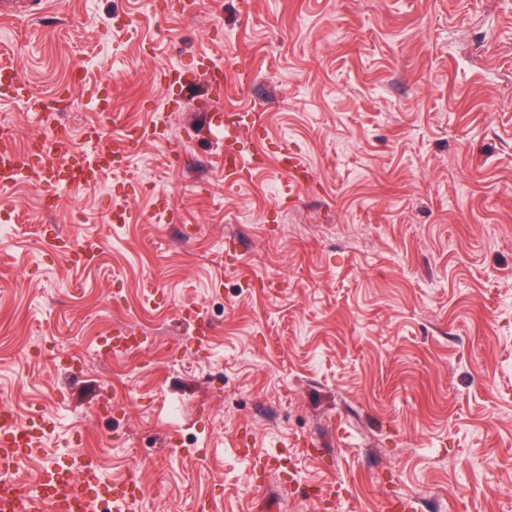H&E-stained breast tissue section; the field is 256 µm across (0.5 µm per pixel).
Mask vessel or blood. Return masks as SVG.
Returning a JSON list of instances; mask_svg holds the SVG:
<instances>
[{"label": "vessel or blood", "instance_id": "vessel-or-blood-1", "mask_svg": "<svg viewBox=\"0 0 512 512\" xmlns=\"http://www.w3.org/2000/svg\"><path fill=\"white\" fill-rule=\"evenodd\" d=\"M71 158L61 157L55 140H40L16 152L0 149V189L5 190L24 175L36 174L52 192L66 183L59 173L69 167ZM42 451L33 425H23L9 406L0 407V512H91L89 488L97 485L96 465L92 457L74 458L71 464L43 470L29 488H22L17 476L24 463Z\"/></svg>", "mask_w": 512, "mask_h": 512}]
</instances>
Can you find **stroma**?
Segmentation results:
<instances>
[{"instance_id":"35a3bbf8","label":"stroma","mask_w":512,"mask_h":512,"mask_svg":"<svg viewBox=\"0 0 512 512\" xmlns=\"http://www.w3.org/2000/svg\"><path fill=\"white\" fill-rule=\"evenodd\" d=\"M0 65L63 155L105 112L116 163L49 211L0 193L27 479L76 451L138 465L129 512H512V0H46ZM54 125L0 96V147Z\"/></svg>"}]
</instances>
